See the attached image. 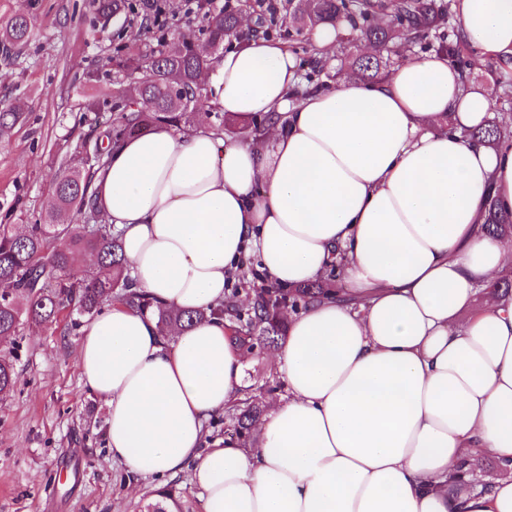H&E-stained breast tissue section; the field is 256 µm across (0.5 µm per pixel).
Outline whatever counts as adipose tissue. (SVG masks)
I'll return each mask as SVG.
<instances>
[{"mask_svg": "<svg viewBox=\"0 0 512 512\" xmlns=\"http://www.w3.org/2000/svg\"><path fill=\"white\" fill-rule=\"evenodd\" d=\"M457 34L512 58V0H458ZM224 114L267 116L228 143L198 124L108 147L97 206L121 235L134 291L205 312L184 330L108 304L83 327L81 378L107 408L106 443L135 478L191 470L203 512H512V136L470 139L494 106L444 54L381 79L298 91L296 59L259 38L203 76ZM268 285L339 274L352 300L288 312L283 375L252 447L206 443L241 399L247 355L223 307L243 254ZM502 475L475 486L485 459ZM484 224L489 234L502 238L512 236V213L502 212L493 199L484 205Z\"/></svg>", "mask_w": 512, "mask_h": 512, "instance_id": "ef3b65f1", "label": "adipose tissue"}]
</instances>
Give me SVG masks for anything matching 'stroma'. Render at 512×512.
<instances>
[{"instance_id":"obj_1","label":"stroma","mask_w":512,"mask_h":512,"mask_svg":"<svg viewBox=\"0 0 512 512\" xmlns=\"http://www.w3.org/2000/svg\"><path fill=\"white\" fill-rule=\"evenodd\" d=\"M250 3L235 44L282 42L308 73L310 43L288 0ZM22 13L32 19L27 44L0 49V104H27L0 136V224L34 223L52 203L58 169H87L81 143L102 134L112 91L128 82L122 70L97 71L98 58L156 43L139 13L104 25L91 0H0V25ZM80 342L64 312L25 325L14 344L19 383L0 398V512H140L162 486L175 489L183 512H203L190 473L128 483L104 439L106 406L81 380Z\"/></svg>"}]
</instances>
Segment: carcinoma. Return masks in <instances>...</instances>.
I'll list each match as a JSON object with an SVG mask.
<instances>
[{"label":"carcinoma","mask_w":512,"mask_h":512,"mask_svg":"<svg viewBox=\"0 0 512 512\" xmlns=\"http://www.w3.org/2000/svg\"><path fill=\"white\" fill-rule=\"evenodd\" d=\"M92 4L97 15L105 20L134 10L130 0H92ZM446 13L447 5L440 0H297L291 20L301 27L348 23L351 34L374 47L372 54L353 58L351 68L358 79L375 81L388 73L390 47L396 39L425 36L438 27ZM235 23V16L224 10L208 12L205 38L200 44L190 43L180 51L170 52L164 50L165 38L160 37L156 48L148 54L137 58L107 56L98 61L99 70L116 67L128 71L130 81L113 92L112 108L119 111V116L107 125L103 138L95 140L90 169L104 164L105 138L118 141L128 133H147L156 126H191L204 105L198 89L199 75L202 67L214 60L206 47L222 46L226 32ZM29 32L30 18L19 16L0 33V41L21 45ZM438 48L448 53L462 73L470 75L475 51L469 45L456 37L442 38ZM23 111L18 103L0 108V135L22 119ZM508 126L507 122L493 121L470 131L469 136L491 146L512 133ZM53 197L51 210L36 223L27 225L25 234H16L10 224H0L1 343L14 340L24 323H49L62 309L79 318L93 315L109 301L143 312L153 309V302L146 295L130 289L120 235L97 209L91 179L78 170L63 168L55 177ZM484 224L494 236H512V213L501 211L492 199L484 205ZM75 250L95 253L105 271L79 273L72 263ZM340 292L342 284L334 278L307 284L292 291L291 306L296 308L308 298ZM222 313L230 321L229 338L246 354L257 356L260 350L286 339V321L262 290L255 291L254 301L244 306L240 304L239 290L230 289ZM158 315L161 322L176 328H187L205 318L203 312L163 307L158 308ZM18 378L13 355L1 349V397L14 391ZM227 416L231 425L224 435L248 447L253 428L262 417L260 404L247 397L228 408ZM142 512H181V508L174 492L165 489L158 498L145 503Z\"/></svg>","instance_id":"carcinoma-1"}]
</instances>
